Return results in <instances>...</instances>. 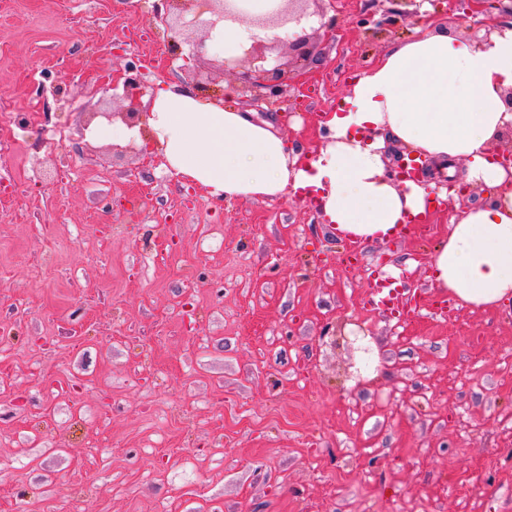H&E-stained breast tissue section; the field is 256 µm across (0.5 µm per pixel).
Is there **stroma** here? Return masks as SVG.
<instances>
[{
	"label": "stroma",
	"mask_w": 512,
	"mask_h": 512,
	"mask_svg": "<svg viewBox=\"0 0 512 512\" xmlns=\"http://www.w3.org/2000/svg\"><path fill=\"white\" fill-rule=\"evenodd\" d=\"M156 0H0V512H512V308L444 305L424 233L353 244L309 200L215 198L161 154L84 136L136 62L182 83ZM320 55L261 109L312 152L357 76L422 22L471 43V0H323ZM308 0L307 11H314ZM413 259L404 270V259ZM402 268L424 314L370 305ZM33 96L35 98H33L32 106L28 112H24L22 114H18L15 112L11 113L12 116L10 117V120H9V129L7 130L8 135L6 138L4 136L2 137V133H1L2 122H1V114H0V146L1 147L5 146V145L7 146L8 142H9V138H11V136L13 137L14 128L23 129L22 127H25V128L33 129L38 126V123L41 119V112L38 111V104H39L38 93L35 91V95H33Z\"/></svg>",
	"instance_id": "1"
}]
</instances>
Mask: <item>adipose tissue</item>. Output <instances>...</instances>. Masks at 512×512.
I'll return each instance as SVG.
<instances>
[{
  "mask_svg": "<svg viewBox=\"0 0 512 512\" xmlns=\"http://www.w3.org/2000/svg\"><path fill=\"white\" fill-rule=\"evenodd\" d=\"M512 88V25L473 44L418 31L391 43L326 122L331 140L307 164L267 122L199 98L185 86L158 89L140 126H112L123 144L148 137L167 166L213 196L273 198L315 193L339 236L378 242L409 218H424L436 180L396 183L385 173L386 140L479 186L484 201L451 219L430 259L435 288L458 305L496 310L512 303V174L491 161L492 144L512 125L503 96Z\"/></svg>",
  "mask_w": 512,
  "mask_h": 512,
  "instance_id": "adipose-tissue-1",
  "label": "adipose tissue"
}]
</instances>
